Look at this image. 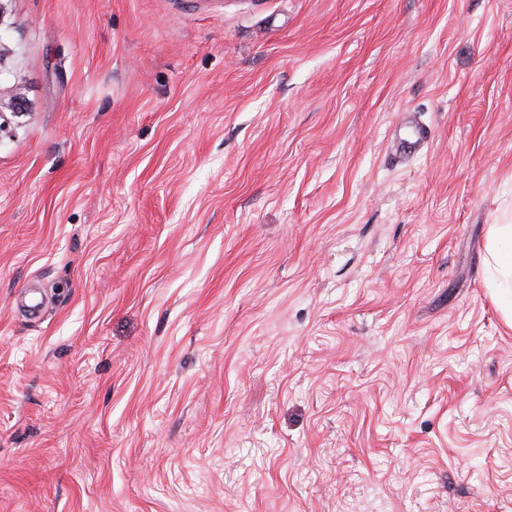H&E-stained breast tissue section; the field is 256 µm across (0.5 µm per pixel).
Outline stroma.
I'll use <instances>...</instances> for the list:
<instances>
[{"label": "stroma", "instance_id": "stroma-1", "mask_svg": "<svg viewBox=\"0 0 512 512\" xmlns=\"http://www.w3.org/2000/svg\"><path fill=\"white\" fill-rule=\"evenodd\" d=\"M12 96L0 512H512V0H0ZM406 129L404 136H395L393 141L394 155L401 160H408L418 155L432 140V131L425 125L406 126L401 121L400 129ZM489 266L509 316L512 315V224H496L489 247Z\"/></svg>", "mask_w": 512, "mask_h": 512}]
</instances>
